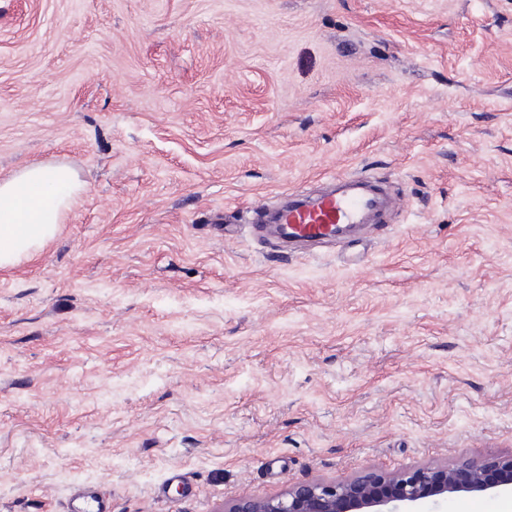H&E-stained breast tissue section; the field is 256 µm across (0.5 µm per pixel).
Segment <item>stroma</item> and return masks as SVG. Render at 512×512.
<instances>
[{"label":"stroma","mask_w":512,"mask_h":512,"mask_svg":"<svg viewBox=\"0 0 512 512\" xmlns=\"http://www.w3.org/2000/svg\"><path fill=\"white\" fill-rule=\"evenodd\" d=\"M39 164L83 191L0 268V512L512 454V0H0V180ZM354 173L384 238L251 234Z\"/></svg>","instance_id":"stroma-1"}]
</instances>
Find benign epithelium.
<instances>
[{
  "label": "benign epithelium",
  "instance_id": "benign-epithelium-1",
  "mask_svg": "<svg viewBox=\"0 0 512 512\" xmlns=\"http://www.w3.org/2000/svg\"><path fill=\"white\" fill-rule=\"evenodd\" d=\"M512 493V455L428 463L400 472L366 470L341 481L293 483L278 496L244 493L224 512H418L417 507L456 494Z\"/></svg>",
  "mask_w": 512,
  "mask_h": 512
}]
</instances>
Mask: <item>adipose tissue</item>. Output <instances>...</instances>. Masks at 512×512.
Here are the masks:
<instances>
[{"mask_svg":"<svg viewBox=\"0 0 512 512\" xmlns=\"http://www.w3.org/2000/svg\"><path fill=\"white\" fill-rule=\"evenodd\" d=\"M79 190L65 166L35 165L0 182V267L14 265L52 237Z\"/></svg>","mask_w":512,"mask_h":512,"instance_id":"ef3b65f1","label":"adipose tissue"}]
</instances>
